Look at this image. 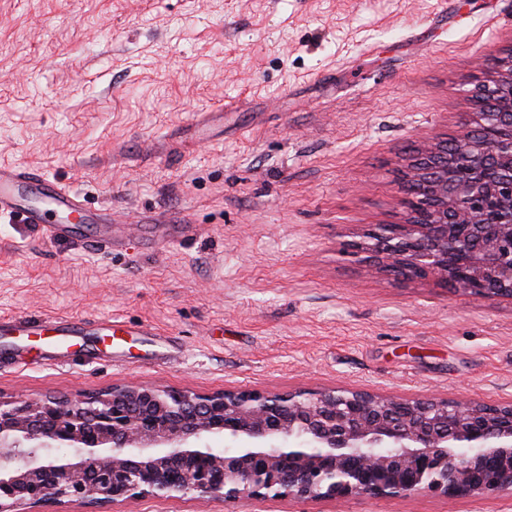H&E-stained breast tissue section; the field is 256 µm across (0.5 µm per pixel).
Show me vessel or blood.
Instances as JSON below:
<instances>
[{
    "mask_svg": "<svg viewBox=\"0 0 512 512\" xmlns=\"http://www.w3.org/2000/svg\"><path fill=\"white\" fill-rule=\"evenodd\" d=\"M20 210L28 224H41L47 213L84 218L75 195L57 183L27 169L0 168V212ZM42 321L36 318H1L0 331L17 336L42 334Z\"/></svg>",
    "mask_w": 512,
    "mask_h": 512,
    "instance_id": "1",
    "label": "vessel or blood"
}]
</instances>
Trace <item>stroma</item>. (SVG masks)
Segmentation results:
<instances>
[{"label": "stroma", "mask_w": 512, "mask_h": 512, "mask_svg": "<svg viewBox=\"0 0 512 512\" xmlns=\"http://www.w3.org/2000/svg\"><path fill=\"white\" fill-rule=\"evenodd\" d=\"M511 47L512 0H0V166L75 193L104 244L0 214V316L79 322L55 347L0 335V398L136 382L512 401V301L350 252L404 221L407 158L468 130L462 87ZM64 512H512V489Z\"/></svg>", "instance_id": "obj_1"}]
</instances>
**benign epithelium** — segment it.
I'll use <instances>...</instances> for the list:
<instances>
[{"mask_svg":"<svg viewBox=\"0 0 512 512\" xmlns=\"http://www.w3.org/2000/svg\"><path fill=\"white\" fill-rule=\"evenodd\" d=\"M474 129L410 161L404 224L364 261L483 301L512 300V47L466 90ZM512 489V403L406 399L348 386L212 393L130 383L0 399V512L155 498L448 499Z\"/></svg>","mask_w":512,"mask_h":512,"instance_id":"1","label":"benign epithelium"}]
</instances>
